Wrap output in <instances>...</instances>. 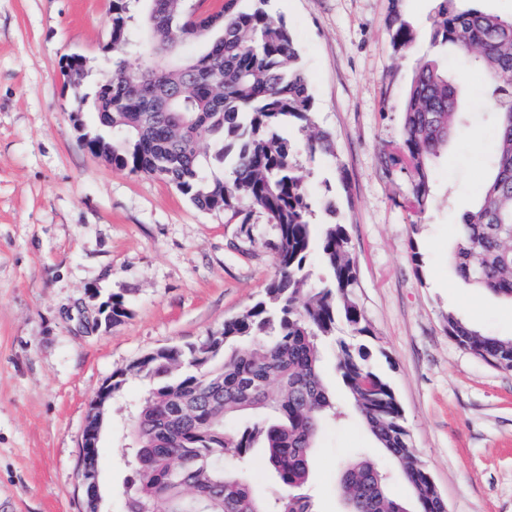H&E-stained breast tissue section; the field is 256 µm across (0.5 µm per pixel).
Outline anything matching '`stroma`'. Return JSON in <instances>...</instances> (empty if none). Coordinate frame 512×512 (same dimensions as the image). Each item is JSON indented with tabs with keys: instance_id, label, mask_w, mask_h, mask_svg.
Returning <instances> with one entry per match:
<instances>
[{
	"instance_id": "stroma-1",
	"label": "stroma",
	"mask_w": 512,
	"mask_h": 512,
	"mask_svg": "<svg viewBox=\"0 0 512 512\" xmlns=\"http://www.w3.org/2000/svg\"><path fill=\"white\" fill-rule=\"evenodd\" d=\"M440 0H268L307 72L315 125L334 155L310 156L299 123L288 141L309 196L333 199L314 223L345 225L371 362L390 383L412 443L448 512H512V371L461 347L455 315L512 337V302L467 286L450 256L494 150L486 79L433 43ZM112 0H0V512H82L80 437L88 406L125 371L99 451L102 512H120L127 428L148 383L128 366L203 340L257 301L273 278L277 233L241 203L230 219L173 185L118 171L83 146L96 117L77 111L62 60L106 64ZM415 39L393 45L398 23ZM437 58L460 84L464 127L432 167L422 213L409 207L402 138L406 90ZM127 313L105 324L111 301ZM379 457L354 412L327 423L309 481L315 512H344L340 471Z\"/></svg>"
}]
</instances>
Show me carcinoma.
<instances>
[{
  "instance_id": "obj_1",
  "label": "carcinoma",
  "mask_w": 512,
  "mask_h": 512,
  "mask_svg": "<svg viewBox=\"0 0 512 512\" xmlns=\"http://www.w3.org/2000/svg\"><path fill=\"white\" fill-rule=\"evenodd\" d=\"M267 0L247 11L196 18L183 0H112V87L76 96L90 103L97 127L83 138L102 142L120 171L169 182L198 208L238 216L243 199L261 209L279 235L277 269L262 299L197 344L144 357L131 370L149 387L129 439V478L122 512H313L302 493L323 424L337 399L325 384L324 343L336 347L343 389L383 454L397 462L417 512H441L426 482L402 410L389 382L354 342L367 333L355 299L351 242L343 224L313 223V200L294 172L285 125L312 129L311 152L331 153L329 133L314 128L308 79L288 27L267 12ZM441 42L461 50L492 87L495 151L478 203L461 218L450 256L461 280L512 300V18L460 11L441 0L435 21ZM205 39L196 54L184 46ZM182 89L165 112L146 119L144 86ZM459 85L435 60L414 72L407 89L399 154L413 176L411 206L424 210L431 167L460 129ZM112 110V124L105 113ZM210 141V151L200 139ZM326 271L310 286L309 259ZM344 324L353 336H336ZM448 334L484 361L512 369V338L482 335L453 315ZM277 384V390L271 384ZM190 404L176 415L173 401ZM262 448L277 486L257 494L240 466ZM375 488L367 512H398L387 472L362 459L343 466L344 498Z\"/></svg>"
}]
</instances>
